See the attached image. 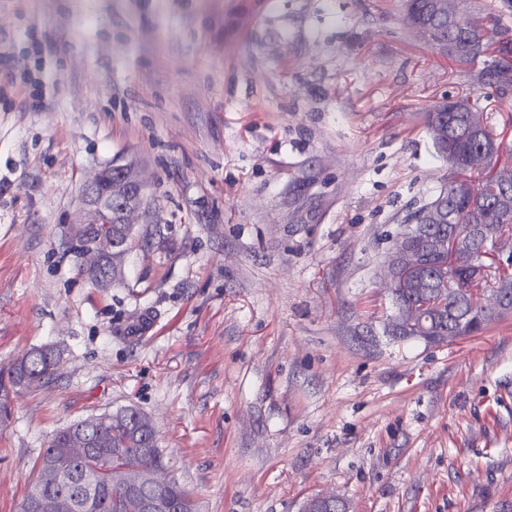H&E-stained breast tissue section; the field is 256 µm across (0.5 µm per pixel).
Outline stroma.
<instances>
[{
  "instance_id": "obj_1",
  "label": "stroma",
  "mask_w": 512,
  "mask_h": 512,
  "mask_svg": "<svg viewBox=\"0 0 512 512\" xmlns=\"http://www.w3.org/2000/svg\"><path fill=\"white\" fill-rule=\"evenodd\" d=\"M400 0H0V371L63 352L0 413V512L50 435L136 406L199 512H493L512 501V317L396 341L381 269L451 172L422 118L512 90L401 24ZM149 244L94 286L68 235L114 157Z\"/></svg>"
}]
</instances>
